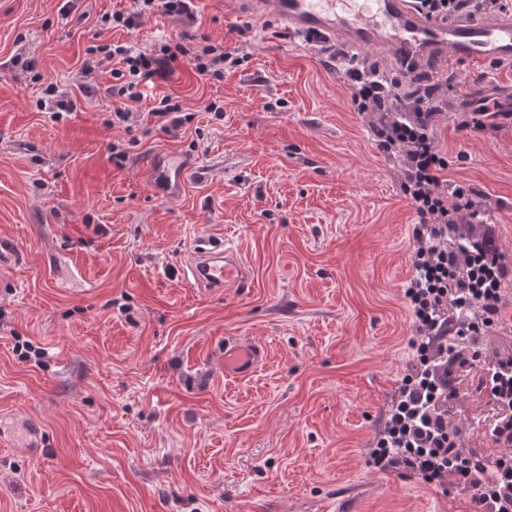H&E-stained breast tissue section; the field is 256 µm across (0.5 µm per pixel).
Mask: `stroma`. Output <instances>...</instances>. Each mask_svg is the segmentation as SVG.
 Here are the masks:
<instances>
[{
    "instance_id": "1",
    "label": "stroma",
    "mask_w": 512,
    "mask_h": 512,
    "mask_svg": "<svg viewBox=\"0 0 512 512\" xmlns=\"http://www.w3.org/2000/svg\"><path fill=\"white\" fill-rule=\"evenodd\" d=\"M115 2L0 0V512H466L463 494L367 464L412 358L416 215L341 45L195 0L199 31L241 59L223 82L179 60L132 131L109 126L102 93L73 90L76 110L53 118L42 77L71 83L86 49L112 41L97 20ZM21 47L36 73L7 67ZM416 74L447 84L448 180L478 190L512 262V119L473 137L455 113L487 95L511 111L512 66ZM166 94L193 115L172 134L148 114ZM160 152L223 156L224 175L163 196L144 175ZM201 235L243 256L249 287L184 280ZM235 337L265 351L244 378L224 375ZM18 343L43 358L20 360ZM455 405L466 445L492 451L473 380Z\"/></svg>"
}]
</instances>
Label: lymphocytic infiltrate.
Returning a JSON list of instances; mask_svg holds the SVG:
<instances>
[{
	"instance_id": "1",
	"label": "lymphocytic infiltrate",
	"mask_w": 512,
	"mask_h": 512,
	"mask_svg": "<svg viewBox=\"0 0 512 512\" xmlns=\"http://www.w3.org/2000/svg\"><path fill=\"white\" fill-rule=\"evenodd\" d=\"M418 2L444 17L512 9V0ZM191 5L192 0H132L130 7L103 15L101 24L132 32L158 13L192 18ZM181 58L202 78L218 82L225 65L237 62L206 35L185 32L145 50L125 42L90 46L79 74L110 68L111 123L128 130L133 104L145 97L144 84L166 78ZM349 77L358 111L377 116L372 131L378 149L401 160V191L416 215L413 275L406 289L415 325L414 358L387 406L368 463L429 485L465 488L469 512H512V359L477 351L455 362L448 359L449 341L488 336L501 324L500 288L512 280V265L495 245V226L478 208L474 188L449 184L443 176L448 163L434 139L440 109L418 96L391 105L379 69L353 67ZM475 369L492 406L485 430L496 447L492 453L465 447L448 426V401Z\"/></svg>"
}]
</instances>
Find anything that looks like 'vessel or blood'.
I'll list each match as a JSON object with an SVG mask.
<instances>
[{"label": "vessel or blood", "mask_w": 512, "mask_h": 512, "mask_svg": "<svg viewBox=\"0 0 512 512\" xmlns=\"http://www.w3.org/2000/svg\"><path fill=\"white\" fill-rule=\"evenodd\" d=\"M245 4L256 19H276L289 34L334 40L357 50L385 48L392 59L425 64L446 57L457 62L512 63V14L488 19L448 20L428 15L417 0H228ZM148 173L167 196L182 194L191 182L217 178L221 165L184 155L155 158ZM194 287L211 291L245 288L250 270L223 242L197 238L182 265ZM261 347L233 339L224 343V373L246 377L263 359Z\"/></svg>", "instance_id": "vessel-or-blood-1"}]
</instances>
